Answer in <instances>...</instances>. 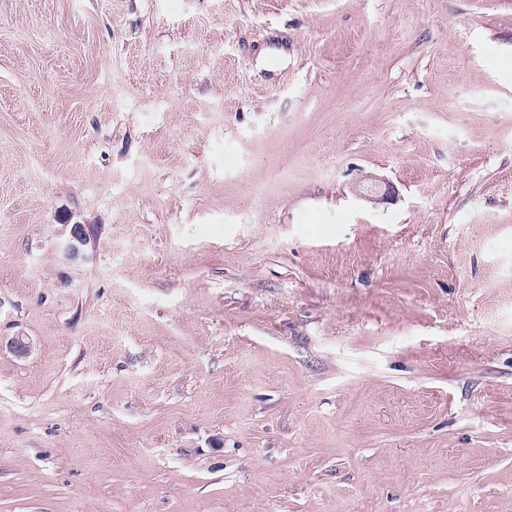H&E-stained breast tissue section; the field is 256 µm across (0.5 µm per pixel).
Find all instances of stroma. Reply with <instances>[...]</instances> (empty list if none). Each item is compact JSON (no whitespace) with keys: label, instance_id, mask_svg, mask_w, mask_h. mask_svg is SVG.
I'll use <instances>...</instances> for the list:
<instances>
[{"label":"stroma","instance_id":"1","mask_svg":"<svg viewBox=\"0 0 512 512\" xmlns=\"http://www.w3.org/2000/svg\"><path fill=\"white\" fill-rule=\"evenodd\" d=\"M0 512H512V0H0ZM355 193L361 198L379 202L392 197L394 189L388 182L372 175H367L355 186ZM61 241L59 247L69 256H76L79 252V246H84L87 242V234L82 224L62 225Z\"/></svg>","mask_w":512,"mask_h":512}]
</instances>
